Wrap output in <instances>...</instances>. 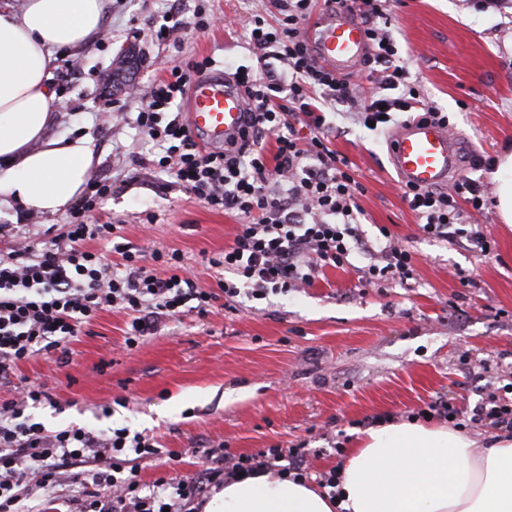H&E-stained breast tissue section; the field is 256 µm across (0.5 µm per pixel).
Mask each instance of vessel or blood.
<instances>
[{
	"label": "vessel or blood",
	"mask_w": 512,
	"mask_h": 512,
	"mask_svg": "<svg viewBox=\"0 0 512 512\" xmlns=\"http://www.w3.org/2000/svg\"><path fill=\"white\" fill-rule=\"evenodd\" d=\"M317 62L344 75L355 71L368 51L363 26L345 10L327 9L304 32ZM248 101L243 88L217 72L195 81L189 93L188 121L210 145L227 143L240 131ZM389 160L402 184L438 188L461 170L459 153L448 127L411 120L389 142Z\"/></svg>",
	"instance_id": "obj_1"
}]
</instances>
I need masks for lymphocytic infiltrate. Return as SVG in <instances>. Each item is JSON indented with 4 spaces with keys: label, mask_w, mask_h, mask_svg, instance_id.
<instances>
[{
    "label": "lymphocytic infiltrate",
    "mask_w": 512,
    "mask_h": 512,
    "mask_svg": "<svg viewBox=\"0 0 512 512\" xmlns=\"http://www.w3.org/2000/svg\"><path fill=\"white\" fill-rule=\"evenodd\" d=\"M315 3L277 0L280 18L274 25L261 12L248 15L243 30L256 63L234 74L249 100L246 127L224 149H203L179 108L195 77L211 67L210 59L172 66L168 78L142 93L135 127L158 147L156 168L199 202L241 220L232 244L207 259L217 273L215 286L198 285L179 250L156 249L147 256L115 243V224L97 217L112 192L106 177H90L65 231L51 238H43L35 224H0V388L12 392L0 398V512H21L24 502L51 496L66 485L71 468L90 461L97 468L76 500L79 512H198L196 500L240 474L257 475L278 462L282 474L300 480L309 475L299 445L239 455L212 448L202 475L161 477L155 491L143 494L130 458L163 457L175 465L178 452H163L155 437L125 428L108 436L82 427L47 430L25 413L28 406L53 403L47 382L18 378L17 371L40 354L68 364L69 342L98 312L126 310L124 344L131 350L154 334L159 318L178 320L191 312L207 317L218 296L231 299L243 288L262 299L312 286L326 267L348 263L364 248L357 202L364 187L347 157L329 146L332 109L347 107L355 124L366 128L405 112L442 124L448 115L410 85L387 29L390 0H335L359 17L371 42L363 72L378 89L366 99L358 80L321 67L306 44L301 25ZM269 137L276 143L271 157L263 146ZM402 198L419 217L424 236L467 245L485 257L494 253L495 239L472 221L489 204V192L471 177L435 189L408 186ZM380 234L385 244L363 267L360 284L382 288L412 280L413 252L388 229ZM106 243L119 261L103 251ZM409 418H438L461 430L512 429V382L486 388L473 412L438 398Z\"/></svg>",
    "instance_id": "lymphocytic-infiltrate-1"
}]
</instances>
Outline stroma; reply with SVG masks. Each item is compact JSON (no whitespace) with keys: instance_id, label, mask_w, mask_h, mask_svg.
I'll return each mask as SVG.
<instances>
[{"instance_id":"35a3bbf8","label":"stroma","mask_w":512,"mask_h":512,"mask_svg":"<svg viewBox=\"0 0 512 512\" xmlns=\"http://www.w3.org/2000/svg\"><path fill=\"white\" fill-rule=\"evenodd\" d=\"M258 7L276 22L273 0H111L108 39L58 55L52 79L69 106L55 109L50 136H90L95 173L114 183L103 218L121 225L129 247L179 250L204 287L214 283L206 257L232 243L239 219L158 173L157 148L131 117L142 89L182 59L208 57L213 71L229 74L251 64L241 19ZM199 8L213 18L204 31H174L163 45L144 31L150 17L173 9L189 21ZM390 17L402 63L425 101L447 111L462 161L474 147L491 158L512 147V12L482 13L469 0H393ZM332 121L331 147L365 187V240L387 227L414 252V280L362 287L361 254L326 268L313 286L260 301L242 295L208 317L164 322L130 351L125 311L99 312L71 343L70 364L39 355L20 367L47 381L58 402L36 411L47 429L157 436L181 451L176 471L189 477L206 466L208 448L249 454L301 442L321 473L342 462L334 441L349 449L361 436L358 420L390 414L399 424L438 397L470 411L512 372V226L492 207L479 216L496 241L488 259L423 236L388 163V133L343 112Z\"/></svg>"}]
</instances>
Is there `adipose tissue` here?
Wrapping results in <instances>:
<instances>
[{
  "instance_id": "1",
  "label": "adipose tissue",
  "mask_w": 512,
  "mask_h": 512,
  "mask_svg": "<svg viewBox=\"0 0 512 512\" xmlns=\"http://www.w3.org/2000/svg\"><path fill=\"white\" fill-rule=\"evenodd\" d=\"M109 0H0V208L58 213L86 190L100 156L91 137L49 136L55 54L106 28ZM343 501L271 472L225 485L204 512H512V438L476 447L418 422L369 428L351 449Z\"/></svg>"
}]
</instances>
